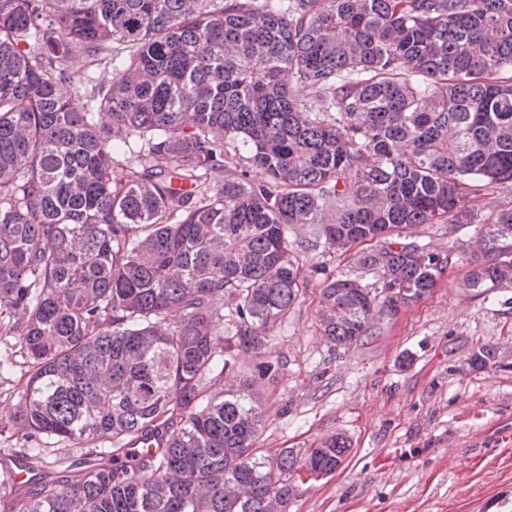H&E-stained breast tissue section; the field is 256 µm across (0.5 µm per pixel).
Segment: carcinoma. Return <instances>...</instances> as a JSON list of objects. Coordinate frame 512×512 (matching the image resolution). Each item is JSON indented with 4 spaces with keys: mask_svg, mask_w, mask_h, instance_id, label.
<instances>
[{
    "mask_svg": "<svg viewBox=\"0 0 512 512\" xmlns=\"http://www.w3.org/2000/svg\"><path fill=\"white\" fill-rule=\"evenodd\" d=\"M508 182L512 0H0V374L30 367L25 441L112 442L78 479L15 452L36 479L0 512H286L351 451L255 447L253 382L311 282L289 233L363 246L371 284L311 266L347 347L459 263L481 295L512 285V209L466 252L413 239ZM240 353L253 378L203 398Z\"/></svg>",
    "mask_w": 512,
    "mask_h": 512,
    "instance_id": "carcinoma-1",
    "label": "carcinoma"
}]
</instances>
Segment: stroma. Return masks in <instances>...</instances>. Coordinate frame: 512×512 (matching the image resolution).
I'll list each match as a JSON object with an SVG mask.
<instances>
[{"label":"stroma","mask_w":512,"mask_h":512,"mask_svg":"<svg viewBox=\"0 0 512 512\" xmlns=\"http://www.w3.org/2000/svg\"><path fill=\"white\" fill-rule=\"evenodd\" d=\"M470 224H423L416 237L443 252L467 248ZM466 269L445 272L434 294L347 348L318 334L320 277L275 336L283 363L258 381V447L313 448L346 439L343 466L301 484L288 512H512V288L477 294ZM497 349L487 368L472 354ZM26 366L0 376V466L24 441L11 416Z\"/></svg>","instance_id":"stroma-1"}]
</instances>
